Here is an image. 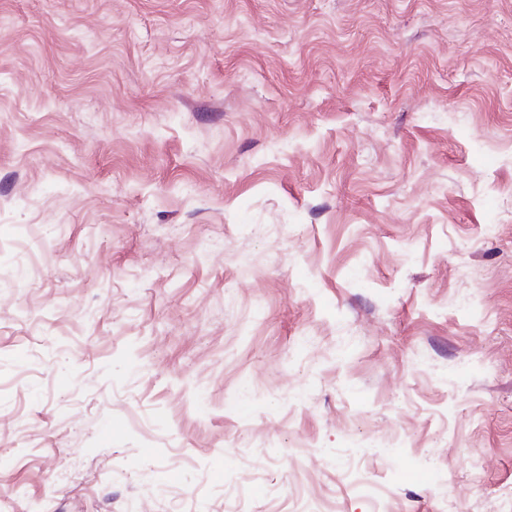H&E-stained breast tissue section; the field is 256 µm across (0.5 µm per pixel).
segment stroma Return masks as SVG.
Returning <instances> with one entry per match:
<instances>
[{
  "mask_svg": "<svg viewBox=\"0 0 512 512\" xmlns=\"http://www.w3.org/2000/svg\"><path fill=\"white\" fill-rule=\"evenodd\" d=\"M512 512V0H0V512Z\"/></svg>",
  "mask_w": 512,
  "mask_h": 512,
  "instance_id": "obj_1",
  "label": "stroma"
}]
</instances>
